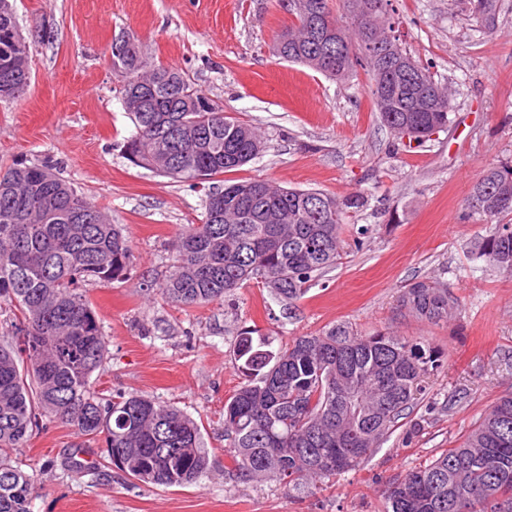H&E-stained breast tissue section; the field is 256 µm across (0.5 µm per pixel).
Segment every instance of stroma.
<instances>
[{
  "mask_svg": "<svg viewBox=\"0 0 512 512\" xmlns=\"http://www.w3.org/2000/svg\"><path fill=\"white\" fill-rule=\"evenodd\" d=\"M393 5L403 46L453 92L447 129L418 148L398 144L384 126L364 71L337 81L275 55L289 24L275 0H16L23 33L43 38L32 49L27 92L0 101V170L19 158L57 159L64 177L131 240L130 279L85 287L109 348L90 387L180 408L199 424L211 460L201 483L184 488L142 485L114 468L76 474L72 453L96 455L100 445L54 422L15 457L39 486L31 512H383L384 483L458 447L512 391V275L469 252L490 226L466 207L485 169L512 164V0H498L491 28L475 21L466 0ZM124 32L263 133L265 152L239 177L339 199L367 196L347 215L341 260L291 314L254 283L201 306L156 294L174 262L171 242L182 226L201 222L210 186L126 159L122 145L134 125L111 56ZM364 226L370 232L359 246ZM415 280L446 283L458 300L453 316L435 325L402 309V290ZM341 321L361 333L387 327L445 351L422 404L360 470L312 492L229 476L224 403L243 381L232 353L240 330L257 329L280 346Z\"/></svg>",
  "mask_w": 512,
  "mask_h": 512,
  "instance_id": "stroma-1",
  "label": "stroma"
}]
</instances>
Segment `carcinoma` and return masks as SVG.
I'll return each mask as SVG.
<instances>
[{
	"instance_id": "carcinoma-1",
	"label": "carcinoma",
	"mask_w": 512,
	"mask_h": 512,
	"mask_svg": "<svg viewBox=\"0 0 512 512\" xmlns=\"http://www.w3.org/2000/svg\"><path fill=\"white\" fill-rule=\"evenodd\" d=\"M357 2L369 11L358 19ZM291 12L290 40L275 54L343 80L357 68L370 76L368 93L394 135L420 143L448 127L451 93L412 60L402 44L384 45L394 26L393 0H309ZM328 17L345 43L326 45ZM34 44L16 22L13 0H0V101L21 97L31 83ZM112 73L135 131L123 146L133 164L198 185L256 160L266 141L255 127L224 113L186 74L151 60L134 35L112 43ZM151 79L148 110L134 105ZM195 109L187 112L183 97ZM318 190L275 186L263 179L224 182L209 192L201 223L171 242L172 270L160 285L183 306L219 302L252 280L292 305L316 278L338 264L342 224L364 206ZM468 207L492 224L474 251L512 274V165L484 171ZM132 251L120 225L78 194L58 163L18 160L0 171V305L14 320L0 335V512H31L35 477L12 464L15 451L46 421L73 427L102 443L99 461L150 486L186 487L209 469L197 422L173 406L138 393L100 397L90 379L107 354L100 319L82 288L126 279ZM401 307L416 318L448 320L456 299L448 287L420 280L407 286ZM253 329L235 350L245 383L224 403V455L243 480H273L288 490L317 486L357 470L416 408L444 352L390 329L360 334L345 322L292 338L276 351ZM336 459V466L324 463ZM384 512H512V393L479 420L460 448H448L382 490Z\"/></svg>"
}]
</instances>
